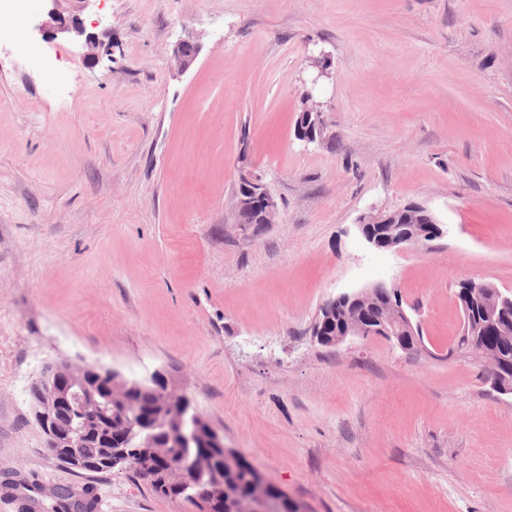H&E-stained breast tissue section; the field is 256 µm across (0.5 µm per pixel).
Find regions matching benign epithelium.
Wrapping results in <instances>:
<instances>
[{
    "label": "benign epithelium",
    "mask_w": 512,
    "mask_h": 512,
    "mask_svg": "<svg viewBox=\"0 0 512 512\" xmlns=\"http://www.w3.org/2000/svg\"><path fill=\"white\" fill-rule=\"evenodd\" d=\"M53 8L48 13L50 21L39 26L41 31L68 33L82 41L90 60L99 58L106 51V44L94 33L86 32L82 20L77 14L60 8L62 0H51ZM200 53V46L180 43L174 50V60L178 69L185 71L191 67ZM324 128L323 111L308 96L303 113L299 116L295 132L307 142H314L321 136ZM238 214L251 215L258 224H273L279 214L278 203L261 180L255 176L242 178L236 194ZM359 231L364 240L376 250H389L405 245H423L429 238H438L444 229L434 215L426 208L409 204L404 207L377 214L362 215L358 220ZM492 284L480 279H467L458 283L457 296L466 313L463 335H473L474 322L484 318L495 319V315L486 312L483 301ZM377 304L376 295L370 288L353 292H343L327 300L320 307L312 328V336L318 342L338 344L349 337L385 336L398 346H403L401 337L414 334L411 318L403 309L401 302L391 293L384 305V314L378 319L376 327L367 325L358 315H348L342 330L324 337V325L339 305L355 310L361 306L367 308ZM96 376L108 381L111 388H119L125 382L124 375L116 369L98 365L81 366L66 362L47 365L39 380L33 385L35 394L36 418L45 434L49 447L76 448L83 434L73 429L61 431L56 426V414L60 411L82 412L97 405V389L84 381V376ZM146 427L138 420H132V429L120 447L112 450L118 462L127 467L141 468L143 457L140 446L134 440L141 437ZM255 493L245 504L234 502L229 505L230 512H267L268 497L266 481L261 474H256Z\"/></svg>",
    "instance_id": "benign-epithelium-1"
}]
</instances>
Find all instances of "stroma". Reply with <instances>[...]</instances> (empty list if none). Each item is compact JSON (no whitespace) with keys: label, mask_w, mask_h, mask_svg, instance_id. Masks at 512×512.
Returning a JSON list of instances; mask_svg holds the SVG:
<instances>
[{"label":"stroma","mask_w":512,"mask_h":512,"mask_svg":"<svg viewBox=\"0 0 512 512\" xmlns=\"http://www.w3.org/2000/svg\"><path fill=\"white\" fill-rule=\"evenodd\" d=\"M50 7L25 0L0 52V512L61 486L199 512L47 452L30 389L54 362L164 371L301 512H512V397L455 352L458 281L512 291V0H90L94 61L43 37ZM249 173L277 223L239 222ZM410 203L447 233L365 242L361 215ZM378 282L422 345L314 340ZM307 94L308 101L296 122L295 132L301 140L314 142L322 134L324 117L320 106L313 101L312 93L309 91Z\"/></svg>","instance_id":"35a3bbf8"}]
</instances>
